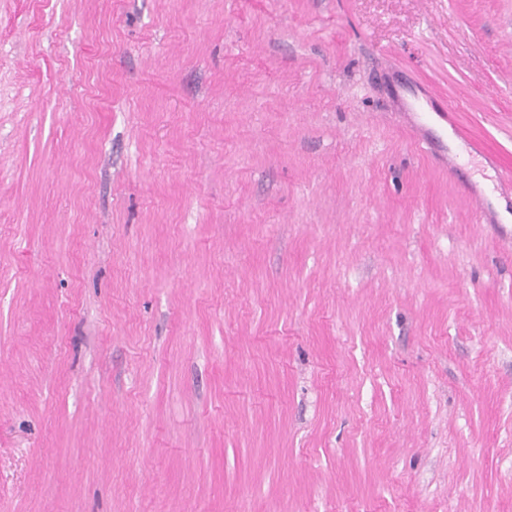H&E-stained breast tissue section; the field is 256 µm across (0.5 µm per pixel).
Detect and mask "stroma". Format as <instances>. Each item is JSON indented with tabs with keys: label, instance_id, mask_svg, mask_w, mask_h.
I'll return each mask as SVG.
<instances>
[{
	"label": "stroma",
	"instance_id": "obj_1",
	"mask_svg": "<svg viewBox=\"0 0 512 512\" xmlns=\"http://www.w3.org/2000/svg\"><path fill=\"white\" fill-rule=\"evenodd\" d=\"M502 167L512 0H0V512H512Z\"/></svg>",
	"mask_w": 512,
	"mask_h": 512
}]
</instances>
